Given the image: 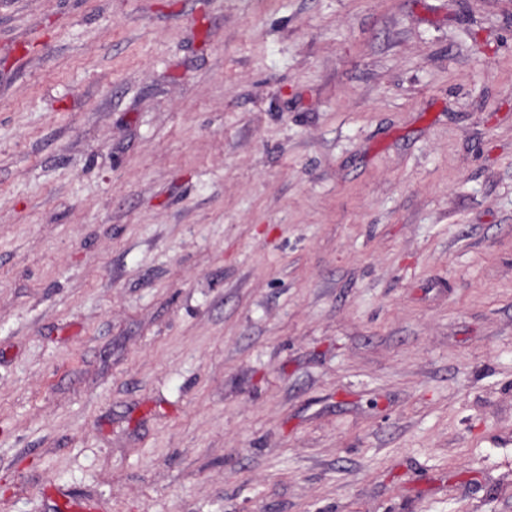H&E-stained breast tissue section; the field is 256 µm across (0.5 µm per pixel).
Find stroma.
Here are the masks:
<instances>
[{
  "label": "stroma",
  "mask_w": 512,
  "mask_h": 512,
  "mask_svg": "<svg viewBox=\"0 0 512 512\" xmlns=\"http://www.w3.org/2000/svg\"><path fill=\"white\" fill-rule=\"evenodd\" d=\"M512 512V0H0V512Z\"/></svg>",
  "instance_id": "obj_1"
}]
</instances>
